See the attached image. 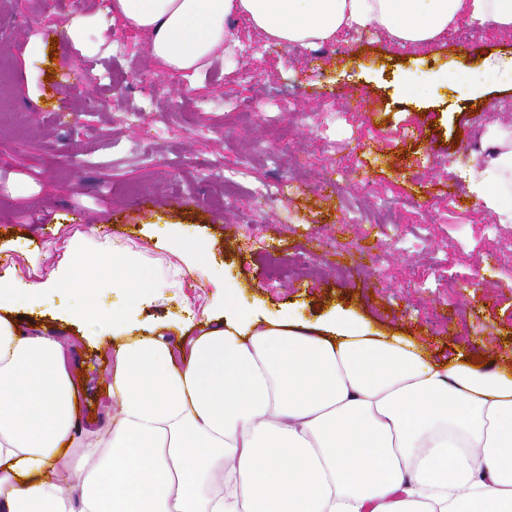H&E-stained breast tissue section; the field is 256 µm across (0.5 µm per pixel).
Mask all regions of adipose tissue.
<instances>
[{
    "instance_id": "obj_1",
    "label": "adipose tissue",
    "mask_w": 512,
    "mask_h": 512,
    "mask_svg": "<svg viewBox=\"0 0 512 512\" xmlns=\"http://www.w3.org/2000/svg\"><path fill=\"white\" fill-rule=\"evenodd\" d=\"M149 34L167 72L199 74L246 20L276 44L316 48L372 25L403 46L459 22L512 30V0H110ZM465 178L512 224V125L487 124ZM139 252L112 245L55 278L0 274V512H512V366L380 331L350 312L316 325L260 317L227 280L200 334L178 354L135 325L145 301L180 280L147 277ZM122 306L91 302L88 267ZM58 308L105 326L120 409L81 441L71 358L18 314ZM79 456L76 466L60 458Z\"/></svg>"
}]
</instances>
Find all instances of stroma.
<instances>
[{"instance_id": "1", "label": "stroma", "mask_w": 512, "mask_h": 512, "mask_svg": "<svg viewBox=\"0 0 512 512\" xmlns=\"http://www.w3.org/2000/svg\"><path fill=\"white\" fill-rule=\"evenodd\" d=\"M105 0H0V267L29 282L51 278L73 248L95 254L106 240L146 257V272L180 273L183 287L139 311L173 348L197 336L184 307L204 313L212 288L201 271L160 247L169 232L209 240L247 305L314 322L340 309L427 343L464 351L493 368L512 353V232L468 190L474 114L512 124V87L462 97L431 86L403 96L409 73L492 70L512 57V32L461 24L436 43L399 48L370 27L317 49L282 48L246 23L233 54L188 80L163 73L145 33L111 23ZM83 17L74 43L60 25ZM41 53H33L34 44ZM100 74L97 82L82 73ZM365 103L361 111L350 100ZM250 108L239 124L235 111ZM303 118L274 142L269 124ZM330 140L324 152L318 144ZM335 169L342 193L323 188ZM236 187L225 193L224 179ZM283 184L257 202L254 191ZM458 185L461 201L448 198ZM153 201L151 213L134 207ZM391 206L393 222L366 212ZM82 217L85 228L72 225ZM262 225L250 239L248 225ZM282 274H267L270 263ZM455 290H448L449 282ZM55 333L75 363L81 432L104 429L118 406L105 385L112 349L77 324L32 318Z\"/></svg>"}]
</instances>
